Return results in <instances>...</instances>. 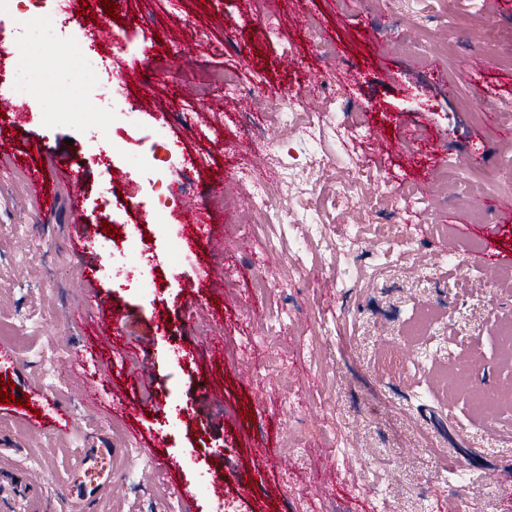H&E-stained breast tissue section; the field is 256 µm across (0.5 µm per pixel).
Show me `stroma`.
<instances>
[{
  "label": "stroma",
  "mask_w": 512,
  "mask_h": 512,
  "mask_svg": "<svg viewBox=\"0 0 512 512\" xmlns=\"http://www.w3.org/2000/svg\"><path fill=\"white\" fill-rule=\"evenodd\" d=\"M299 9L340 48L338 59L292 24ZM401 9L399 0H124L113 29L134 31L137 43L113 60L134 67L126 98L141 109L129 141L151 150L162 126L181 154L206 158V168L167 178L224 229L222 254L203 241L179 250L182 206L160 214L144 198L124 215L123 233L160 227L146 260L162 285L156 293L107 271L109 214L97 197L109 177L89 131L78 120H45L64 102L92 111L86 85L71 71L49 69L39 17L23 32L0 20V99L14 101L8 84L17 61L43 78L24 127L0 117V322L26 315L19 331L28 338L14 347L8 378L32 393L46 390L44 359L83 352L85 333L68 314L88 301L78 286L84 260L71 246L87 228L99 300L120 309L130 335L150 339L160 397L139 413L136 437L108 411L114 391L138 397L122 365L96 368L91 377L68 373L59 396L76 428L67 436L34 433L12 408L0 409V435L15 443L19 460L45 465L43 492L54 512H69L68 471L81 448L96 444L117 450V491L84 512H165L175 486L193 494L187 512H512V410L488 417L474 403L478 393L512 387L498 350L501 325L512 323V214L491 207L512 198V122L503 120L512 111V0H489L485 11L470 0H413L420 19L413 30ZM266 11L275 16L271 34L261 21ZM147 55L151 68H135ZM290 56L295 66L286 65ZM158 68L165 79L155 77ZM220 68L234 70L241 84L260 82V96L202 94L194 74ZM329 78L343 99L319 138L296 140L286 117L290 95L319 108ZM185 103L195 106L189 123ZM487 112L498 114L497 123L484 120ZM355 116L362 135L344 138L337 126ZM411 126L418 143L400 146ZM379 142L392 151L378 153ZM271 144L331 154L337 170L326 176L327 190L296 194L270 164ZM51 151L87 178L77 205L65 185H55L56 210L47 218L26 171L47 164ZM465 153L485 161L439 184L437 172ZM352 157L361 165V192L372 194L383 178L396 189L420 187L430 196L427 215L403 211L396 198L361 215L338 206L329 185ZM257 172L272 209L245 208L242 185ZM218 182L225 192L215 196ZM280 205L295 219L314 217L316 228L296 236L279 221ZM340 224L352 226L361 248L337 251L332 237ZM382 236L387 251L368 252L367 243ZM475 245L504 260L501 279L488 281L473 266ZM204 264L223 269L224 295L200 290L192 314L180 281ZM259 279L264 287H256ZM422 314L424 330L411 335ZM278 318L288 324L287 350L246 347L247 337ZM219 335L224 359L217 362L207 344ZM405 342L429 359L410 366L398 353ZM438 371L446 387H432ZM285 379L298 405L293 412L281 402ZM92 380L109 386L94 409L81 397ZM214 386L223 388L224 402L201 414ZM339 448L346 462L337 461ZM266 450L284 460L276 471L256 466ZM158 457L168 464L160 482L132 480ZM488 470L494 479L485 478ZM223 473L232 480L219 503L205 488Z\"/></svg>",
  "instance_id": "35a3bbf8"
}]
</instances>
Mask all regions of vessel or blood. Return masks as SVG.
<instances>
[{
	"instance_id": "vessel-or-blood-1",
	"label": "vessel or blood",
	"mask_w": 512,
	"mask_h": 512,
	"mask_svg": "<svg viewBox=\"0 0 512 512\" xmlns=\"http://www.w3.org/2000/svg\"><path fill=\"white\" fill-rule=\"evenodd\" d=\"M66 185L73 203H80L83 188V171L78 165L64 157H54L50 164L34 167L28 171V183L40 203L44 215H52L55 210V195L52 183ZM191 222L187 227L188 242L207 241L213 253L223 249V230L212 221L211 214L204 209L191 207ZM207 284L211 294L219 296L224 292L222 270L211 266L203 270L199 278L186 279L182 288L188 297H195L200 284ZM72 318L82 324L89 341L86 353L99 363L125 361L135 358L138 365L131 376L134 388L149 391L154 381L152 347L144 337H132L124 332L123 317L119 312L98 305L95 314L74 311ZM21 419L38 431L55 436L69 434L75 427L74 414L68 403L56 396L43 392L30 397L29 404L23 407ZM10 451L0 448V503L13 502L12 512H52L46 502L42 488L44 466L26 469L14 468L9 462ZM108 448H84L80 451V470L73 477L68 495L71 503H83L97 499L112 491V471L103 468L102 462L111 458Z\"/></svg>"
}]
</instances>
